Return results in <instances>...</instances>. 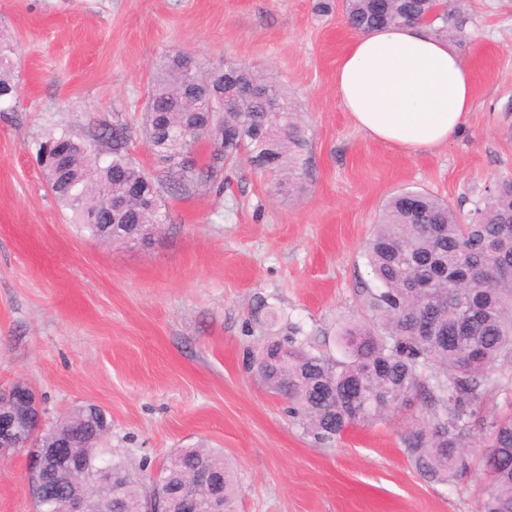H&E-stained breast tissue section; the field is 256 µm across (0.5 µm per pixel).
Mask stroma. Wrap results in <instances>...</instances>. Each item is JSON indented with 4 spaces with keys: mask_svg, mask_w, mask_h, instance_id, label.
<instances>
[{
    "mask_svg": "<svg viewBox=\"0 0 512 512\" xmlns=\"http://www.w3.org/2000/svg\"><path fill=\"white\" fill-rule=\"evenodd\" d=\"M319 0H0L17 94L0 103V386L26 382L46 424L89 403L111 428L104 447L156 471L179 448H219L240 512H477L486 477L449 483L415 470L409 413L317 441L243 364L260 346L257 308L315 345L362 318L374 287L363 257L385 201L422 189L461 214L512 178V0H448L469 18L450 48L468 66L475 107L457 140L409 155L356 127L336 65L353 30ZM202 71L234 62L270 73L303 112L304 190L274 193L247 162L223 185L164 194L169 220L149 247L79 232L35 162L49 134L96 145L124 129L132 159L159 178L144 130L162 56ZM26 451L0 466V512H34Z\"/></svg>",
    "mask_w": 512,
    "mask_h": 512,
    "instance_id": "35a3bbf8",
    "label": "stroma"
}]
</instances>
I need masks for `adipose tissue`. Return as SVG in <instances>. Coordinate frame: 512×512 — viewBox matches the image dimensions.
Instances as JSON below:
<instances>
[{
  "mask_svg": "<svg viewBox=\"0 0 512 512\" xmlns=\"http://www.w3.org/2000/svg\"><path fill=\"white\" fill-rule=\"evenodd\" d=\"M335 84L359 130L409 154L454 141L474 100L468 68L428 22L358 35Z\"/></svg>",
  "mask_w": 512,
  "mask_h": 512,
  "instance_id": "adipose-tissue-1",
  "label": "adipose tissue"
}]
</instances>
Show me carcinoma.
I'll use <instances>...</instances> for the list:
<instances>
[{
    "label": "carcinoma",
    "instance_id": "carcinoma-1",
    "mask_svg": "<svg viewBox=\"0 0 512 512\" xmlns=\"http://www.w3.org/2000/svg\"><path fill=\"white\" fill-rule=\"evenodd\" d=\"M435 7L434 0H342V14L356 32L418 23ZM438 33L464 34L468 19L458 10L436 16ZM237 72L234 102L191 94L207 90L217 74L204 75L172 54L153 79L152 115L144 129L152 152L164 162L165 182L143 179L127 152V138L114 129L104 133L112 159L105 165L86 144L62 131L40 145L37 162L72 223L92 238V212L107 203L118 208L112 240L139 238V224H163L153 199L163 189L185 190L201 181L215 183L224 165L240 157L271 177L275 189L292 195L307 172L309 141L303 116L288 92L262 71L230 63ZM11 47L0 43V100L15 93ZM261 90L281 111L267 112L253 91ZM190 128L213 142L209 162L196 169L183 166L181 131ZM64 149L66 169L45 162L46 152ZM418 206L406 208L404 193L385 203L365 258L377 281L366 290L367 322H350L336 343L342 358L315 351L296 339L298 329L280 336L278 314L267 309V332L250 358L257 379L281 396L288 414L302 420L314 437L330 442L350 425H372L412 405L402 439L419 474L450 482L477 461L488 476L478 512H512V179L486 189V201L462 219L448 201L414 191ZM504 395L506 411L475 432L490 391ZM336 399V414L325 412L327 398ZM96 468L116 473L112 497H103L102 512H142L154 491L151 477L133 471L124 457L96 441L80 446ZM217 470L224 488V512H237L234 473L215 448H184L159 474V482L175 488L185 469ZM65 487L49 480L40 512H58Z\"/></svg>",
    "mask_w": 512,
    "mask_h": 512
}]
</instances>
